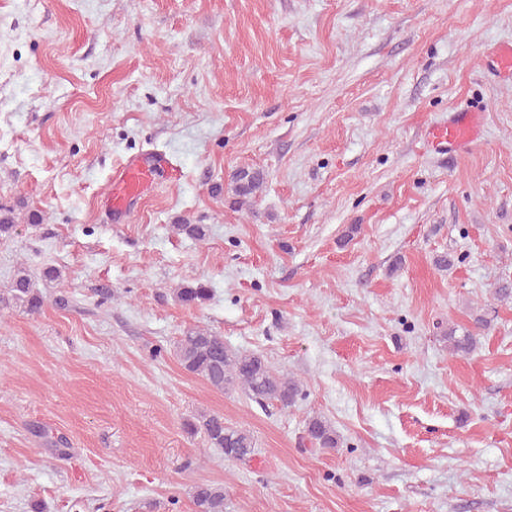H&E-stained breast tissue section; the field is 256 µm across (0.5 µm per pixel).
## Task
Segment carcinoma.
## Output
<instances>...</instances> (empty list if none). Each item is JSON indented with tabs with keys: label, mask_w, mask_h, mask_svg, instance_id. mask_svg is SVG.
<instances>
[{
	"label": "carcinoma",
	"mask_w": 512,
	"mask_h": 512,
	"mask_svg": "<svg viewBox=\"0 0 512 512\" xmlns=\"http://www.w3.org/2000/svg\"><path fill=\"white\" fill-rule=\"evenodd\" d=\"M265 175L252 168H240L231 176V191L235 203L243 206L256 197L262 188ZM180 235L194 240H203L207 235L204 224L186 221L173 225ZM16 230V215L11 207L0 206V237H9ZM12 300L22 305L31 314L41 311L43 298L31 288L26 270L18 271L12 288ZM210 297L207 286L197 281L176 290L175 298L186 306L199 307ZM448 350L455 356L471 354L477 344V336L465 329L457 333L448 329ZM175 355L182 369L202 378L217 391L231 386L241 387L249 399L260 406L276 403L282 408L294 406L302 395L299 381L274 372L268 360L256 353H241L231 350L224 337L209 330L190 327L183 331L176 342ZM190 434H202L208 447L219 451L227 460H247L256 454V442L251 432L243 427L224 425V416L218 413L199 415L196 420L185 423ZM305 438L322 449L337 448L336 431L325 419L313 416L304 427ZM194 512H226L224 487L212 483H199L192 494Z\"/></svg>",
	"instance_id": "cac0c4a2"
}]
</instances>
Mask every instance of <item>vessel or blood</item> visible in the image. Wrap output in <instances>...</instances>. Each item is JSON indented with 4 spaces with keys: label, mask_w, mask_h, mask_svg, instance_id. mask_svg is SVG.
Here are the masks:
<instances>
[{
    "label": "vessel or blood",
    "mask_w": 512,
    "mask_h": 512,
    "mask_svg": "<svg viewBox=\"0 0 512 512\" xmlns=\"http://www.w3.org/2000/svg\"><path fill=\"white\" fill-rule=\"evenodd\" d=\"M477 123L476 114L458 113L450 120L432 126L429 142L442 152L467 150L475 143ZM168 165V159L160 153L125 163L113 176L103 197V203L114 219L124 218L130 203L141 198L154 176Z\"/></svg>",
    "instance_id": "1"
}]
</instances>
